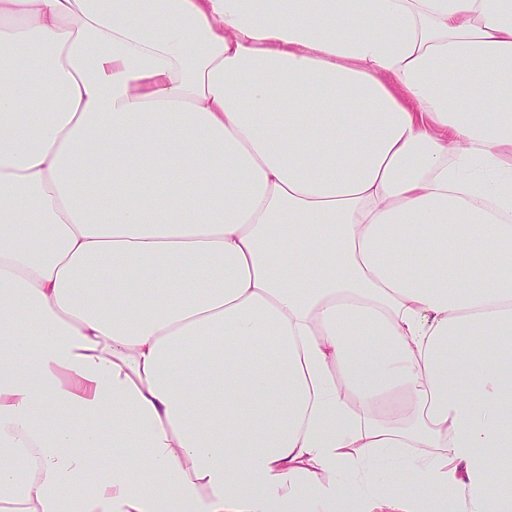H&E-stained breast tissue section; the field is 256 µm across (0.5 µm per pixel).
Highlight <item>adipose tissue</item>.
<instances>
[{
    "label": "adipose tissue",
    "mask_w": 512,
    "mask_h": 512,
    "mask_svg": "<svg viewBox=\"0 0 512 512\" xmlns=\"http://www.w3.org/2000/svg\"><path fill=\"white\" fill-rule=\"evenodd\" d=\"M160 8L0 0V512H512V0Z\"/></svg>",
    "instance_id": "obj_1"
}]
</instances>
